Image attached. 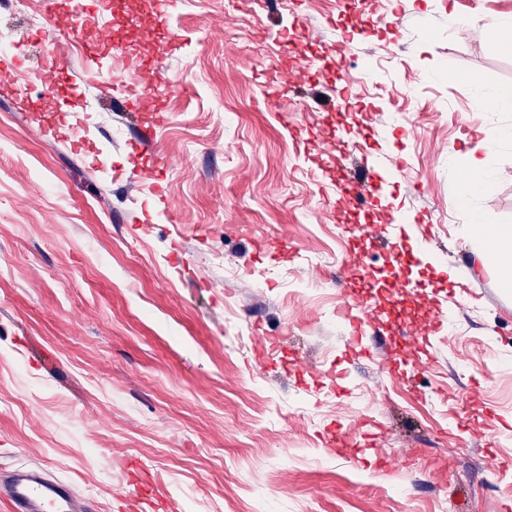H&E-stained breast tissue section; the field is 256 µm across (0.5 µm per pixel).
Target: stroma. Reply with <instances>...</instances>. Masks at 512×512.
I'll use <instances>...</instances> for the list:
<instances>
[{
    "label": "stroma",
    "mask_w": 512,
    "mask_h": 512,
    "mask_svg": "<svg viewBox=\"0 0 512 512\" xmlns=\"http://www.w3.org/2000/svg\"><path fill=\"white\" fill-rule=\"evenodd\" d=\"M397 3L362 0L356 22L340 0H186L163 20L152 0H121L79 30L66 5L48 23L44 0H0V39L17 46L0 77V469L40 468L91 512H136L131 458L173 512H512V264L474 252L485 226L512 225V142L490 153L488 187L458 203L462 154L512 128V110L480 103L512 84V0ZM48 30L86 47L59 60L49 90L56 117L80 125V154L36 107ZM173 36L177 49L154 53ZM118 46L170 80L155 134L170 164L154 174L130 147L146 135L124 106L139 79L108 91L81 79L85 55L107 62ZM332 119L390 169L361 214L322 176ZM363 220L402 238L407 264L375 238L348 248ZM281 239L285 261L253 248ZM326 249L331 263L312 265ZM357 268L372 325L355 339L337 308ZM385 272L410 283L407 319ZM312 278L325 295L302 294ZM231 303L246 333L229 348ZM441 309L452 332L417 335ZM283 333L256 365L259 337ZM364 417L365 462L324 448L328 428ZM379 456L400 462L377 477Z\"/></svg>",
    "instance_id": "35a3bbf8"
}]
</instances>
